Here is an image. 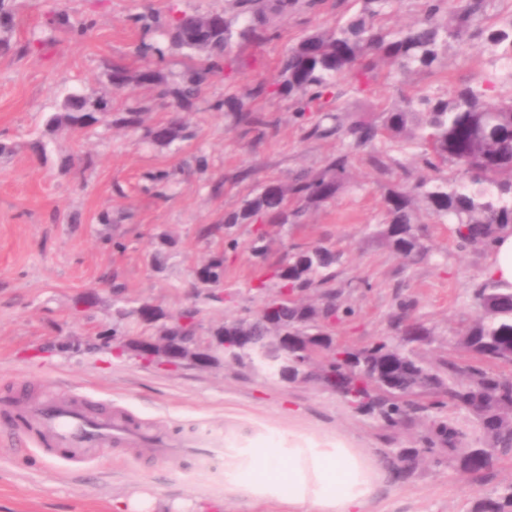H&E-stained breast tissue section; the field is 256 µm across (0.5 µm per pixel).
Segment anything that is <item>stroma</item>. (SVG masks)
<instances>
[{"instance_id":"35a3bbf8","label":"stroma","mask_w":512,"mask_h":512,"mask_svg":"<svg viewBox=\"0 0 512 512\" xmlns=\"http://www.w3.org/2000/svg\"><path fill=\"white\" fill-rule=\"evenodd\" d=\"M64 6L72 21H92L85 37L49 30L46 20ZM15 42L43 39L37 51L0 54V400L64 398L77 393L96 408H129L154 428L209 437L230 448H332L342 444L375 456L377 489L365 512H471L476 499L512 483V454L482 471L424 460L404 479L387 469L395 448H417L431 412L387 427L352 410L335 391L313 382H286L232 365L212 368L145 364L118 343L89 348L87 340L111 328L116 307L149 303L168 313L189 304L203 328L257 313L278 294L276 284L253 287L257 259L253 227L225 228L237 210L269 179L322 168L339 148L336 139L309 136L292 101L251 102L261 124L236 125L216 101L244 95L273 81L279 56L304 34L335 25L356 11L355 0H321L279 20L276 38L234 37L242 63L233 77L216 74L185 110L157 99L146 87L112 86L115 63L138 71L146 61L141 42L164 45L160 30L143 32L139 14L166 20L172 10L238 14V0H16ZM495 79L497 95H512L488 47L479 41L450 44L445 68L390 74L379 68L367 95L348 98L349 110L376 112L405 96L432 88ZM78 93L112 101L113 120L82 133L50 132L48 118ZM145 109L146 124L181 114L189 136L161 147L116 117L128 106ZM207 168H199L197 156ZM352 184L332 202L311 211L306 223L268 229L267 263L318 245L338 261L327 284L300 293L321 304L335 293L344 312L330 327L337 344L353 349L398 336L393 316L406 306L410 320L428 329L417 343L422 357L453 356L448 339L475 318V288L487 280L489 250L460 246L450 228L420 213L425 258L408 260L378 237L381 199L392 185L433 178L419 159L405 167L376 169L364 153L353 157ZM109 223H101V214ZM237 242L224 265V298L198 287L194 271L228 239ZM294 512L277 498L242 497L224 481V459L191 457L156 461L147 448L102 449L74 467L46 460L37 450L0 443V512Z\"/></svg>"}]
</instances>
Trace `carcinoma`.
I'll return each instance as SVG.
<instances>
[{
  "label": "carcinoma",
  "instance_id": "carcinoma-1",
  "mask_svg": "<svg viewBox=\"0 0 512 512\" xmlns=\"http://www.w3.org/2000/svg\"><path fill=\"white\" fill-rule=\"evenodd\" d=\"M296 2L240 0L242 13L250 14L252 24L238 33L233 30V21L221 13L216 14V28L205 30L203 22L208 16L176 12L165 24L169 48L198 53L180 84L171 86L151 62L134 74L115 64L108 80L115 87H148L160 98H173L179 107L189 106L211 75L234 67L235 60L229 57L234 34L252 39L278 36L274 21L288 16ZM358 2L360 8L338 20L335 27L314 30L289 47L279 59L274 82L258 83L246 92L253 100L288 98L297 112L316 113L309 136L334 135L341 148L320 171H301L287 182H265L238 210L225 215V226L301 224L311 210L336 198L347 183L355 152H368L373 165L385 169L399 164L395 153L419 148L427 168L450 166L463 179L444 177L386 188L385 222L378 237L405 258L424 254L426 247L417 229V213L423 208L435 223L452 225L460 244L490 247L501 232L512 227V98L493 99L494 81L464 83L450 92H418L401 105L373 113L342 108L333 112L329 107L348 95L367 93L381 64L402 74L440 68L451 41L462 45L481 39L499 60L511 65L512 23L500 28L480 26L487 0H424L412 22L390 28L385 26L384 17L393 0ZM15 19L12 0H0V30L13 29ZM47 24L75 36H84L92 28L90 21H71L63 8L55 10ZM33 49L30 41L19 44L0 38L1 53L23 57ZM215 108L231 113L242 126L261 121L235 95L217 102ZM110 115V100L73 94L66 98L64 111L51 116L48 125L76 133L96 124L99 117ZM118 121L138 130L143 126V110L127 107ZM146 137L169 145L187 137L186 127L176 117L147 128ZM335 263L336 255L324 247L301 250L260 269L254 288L262 291L274 281L281 290L301 293L328 282ZM201 269L218 281L223 279L224 254H213ZM474 300L475 319L449 344L479 361L477 365L444 360L434 364L392 339L361 349L339 346L322 329V322L338 315L339 307L333 302L322 308L294 302L279 310L274 325L259 312L215 325L211 327L213 335L237 336L239 340L218 347L213 359L222 358L228 364L280 380L293 363L303 378L319 377L322 385L336 390L353 410L375 415L392 427L406 420L407 406L414 400L446 394L454 407L472 414L481 426L482 446L465 449L458 459L461 469L473 471L489 453L512 452V375L488 368L490 364H512V288H502L490 280L475 291ZM394 322L406 337L429 335L423 326L408 321L404 305ZM278 328L289 330L292 343L288 360L281 359L275 365L264 356L266 338ZM466 442L462 430L436 419L425 439L426 447L402 448L394 454L395 469L409 474L421 457L437 460L444 451H456ZM471 512H512V484L494 495L478 497Z\"/></svg>",
  "mask_w": 512,
  "mask_h": 512
}]
</instances>
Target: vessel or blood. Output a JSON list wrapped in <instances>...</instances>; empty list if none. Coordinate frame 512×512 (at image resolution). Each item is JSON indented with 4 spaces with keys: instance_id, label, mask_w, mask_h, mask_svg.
<instances>
[{
    "instance_id": "obj_1",
    "label": "vessel or blood",
    "mask_w": 512,
    "mask_h": 512,
    "mask_svg": "<svg viewBox=\"0 0 512 512\" xmlns=\"http://www.w3.org/2000/svg\"><path fill=\"white\" fill-rule=\"evenodd\" d=\"M1 422L6 427V442L38 449L47 458L69 464L87 462L98 450L110 446L148 447L159 459L207 456L204 438L153 433L123 409L99 413L78 399L35 400L11 410Z\"/></svg>"
}]
</instances>
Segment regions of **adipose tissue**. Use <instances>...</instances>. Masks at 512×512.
Masks as SVG:
<instances>
[{
	"instance_id": "obj_1",
	"label": "adipose tissue",
	"mask_w": 512,
	"mask_h": 512,
	"mask_svg": "<svg viewBox=\"0 0 512 512\" xmlns=\"http://www.w3.org/2000/svg\"><path fill=\"white\" fill-rule=\"evenodd\" d=\"M224 465L247 496H278L302 512H363L378 477L355 448H230Z\"/></svg>"
}]
</instances>
